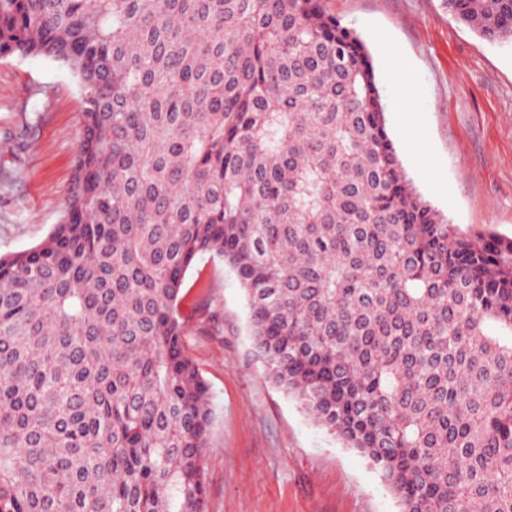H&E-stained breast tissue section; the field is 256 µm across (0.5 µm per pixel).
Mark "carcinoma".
Listing matches in <instances>:
<instances>
[{"instance_id": "carcinoma-1", "label": "carcinoma", "mask_w": 512, "mask_h": 512, "mask_svg": "<svg viewBox=\"0 0 512 512\" xmlns=\"http://www.w3.org/2000/svg\"><path fill=\"white\" fill-rule=\"evenodd\" d=\"M443 5L512 39V0ZM13 55L64 63L84 107L62 221L0 255V512H205L204 256L272 383L401 512H512V239L412 187L324 0H0Z\"/></svg>"}]
</instances>
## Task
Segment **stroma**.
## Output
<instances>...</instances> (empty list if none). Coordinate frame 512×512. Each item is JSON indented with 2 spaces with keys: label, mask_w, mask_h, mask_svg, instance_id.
<instances>
[{
  "label": "stroma",
  "mask_w": 512,
  "mask_h": 512,
  "mask_svg": "<svg viewBox=\"0 0 512 512\" xmlns=\"http://www.w3.org/2000/svg\"><path fill=\"white\" fill-rule=\"evenodd\" d=\"M373 58L387 128L424 199L463 231L512 238V41L473 32L442 0H325ZM72 71L0 57V255L59 224L82 138ZM185 345L207 381L214 423L201 465L205 512H401L358 450L267 378L234 273L204 257L188 271Z\"/></svg>",
  "instance_id": "35a3bbf8"
}]
</instances>
